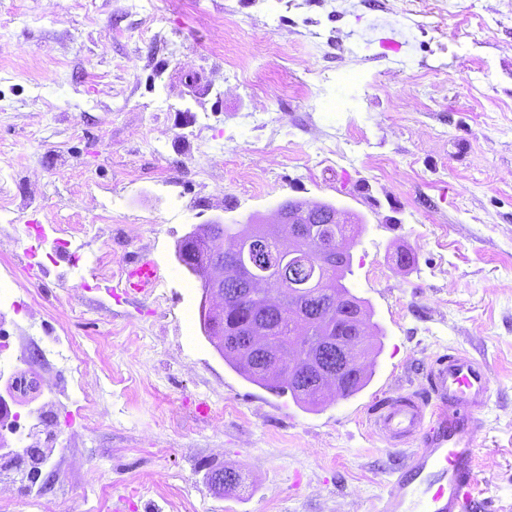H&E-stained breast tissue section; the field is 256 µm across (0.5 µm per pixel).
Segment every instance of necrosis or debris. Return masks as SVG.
<instances>
[{"label": "necrosis or debris", "instance_id": "obj_1", "mask_svg": "<svg viewBox=\"0 0 512 512\" xmlns=\"http://www.w3.org/2000/svg\"><path fill=\"white\" fill-rule=\"evenodd\" d=\"M41 303L35 294L25 300L13 301L9 308L0 309V353L10 352L17 358L13 372L0 384L7 395L23 398L41 393L43 400L35 408L20 412H0V451L16 453L26 448L38 449L37 457L28 462L30 471H42L54 465L57 444L62 434L59 412H66L69 420L90 423L96 415V397L83 384L79 366H70L69 377L49 378L39 368L28 365L24 356L36 342L29 332L17 329L7 335L5 325L15 323L18 314L35 315ZM80 393L79 401H72L73 393Z\"/></svg>", "mask_w": 512, "mask_h": 512}]
</instances>
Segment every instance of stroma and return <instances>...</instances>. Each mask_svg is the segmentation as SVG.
Segmentation results:
<instances>
[{
  "instance_id": "1",
  "label": "stroma",
  "mask_w": 512,
  "mask_h": 512,
  "mask_svg": "<svg viewBox=\"0 0 512 512\" xmlns=\"http://www.w3.org/2000/svg\"><path fill=\"white\" fill-rule=\"evenodd\" d=\"M288 198L365 219L349 283L370 381L316 406L185 332L169 249ZM58 224L135 236L86 239L35 286L31 335L66 321L98 402L47 469L55 512H169L174 493L190 512H374L400 456L366 407L422 389L449 348L490 367L476 474L488 512H512V0H0V260L49 253ZM150 241L164 300L114 298L96 255L122 264ZM217 468L237 492L205 483Z\"/></svg>"
}]
</instances>
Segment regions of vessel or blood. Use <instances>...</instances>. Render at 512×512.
Here are the masks:
<instances>
[{"label": "vessel or blood", "instance_id": "1", "mask_svg": "<svg viewBox=\"0 0 512 512\" xmlns=\"http://www.w3.org/2000/svg\"><path fill=\"white\" fill-rule=\"evenodd\" d=\"M158 266L151 252L129 258L121 297L142 301L153 292ZM492 399L487 364L468 351L438 355L421 391L390 390L368 407L369 421L391 448L405 449L378 499L376 512H472L476 501L473 432Z\"/></svg>", "mask_w": 512, "mask_h": 512}]
</instances>
